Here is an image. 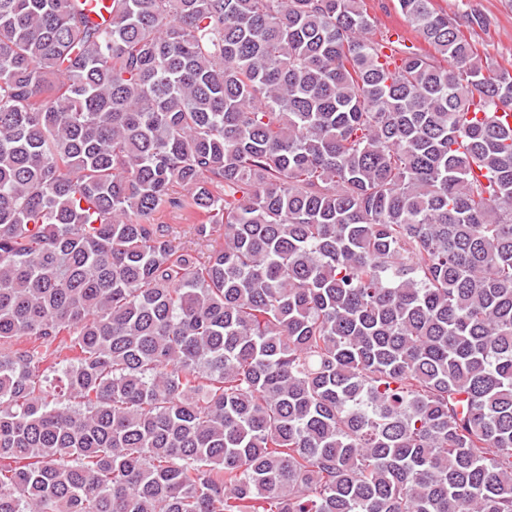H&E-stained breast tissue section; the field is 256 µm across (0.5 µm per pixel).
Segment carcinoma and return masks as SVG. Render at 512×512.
<instances>
[{"mask_svg": "<svg viewBox=\"0 0 512 512\" xmlns=\"http://www.w3.org/2000/svg\"><path fill=\"white\" fill-rule=\"evenodd\" d=\"M393 5L444 62L364 0H0V512H512V70ZM381 0H364V5L367 7L368 12L374 20L372 28V37L380 39L381 36H385L388 31L393 29H405L404 23L400 15L393 9L390 8L384 11L380 8L379 3Z\"/></svg>", "mask_w": 512, "mask_h": 512, "instance_id": "cac0c4a2", "label": "carcinoma"}]
</instances>
